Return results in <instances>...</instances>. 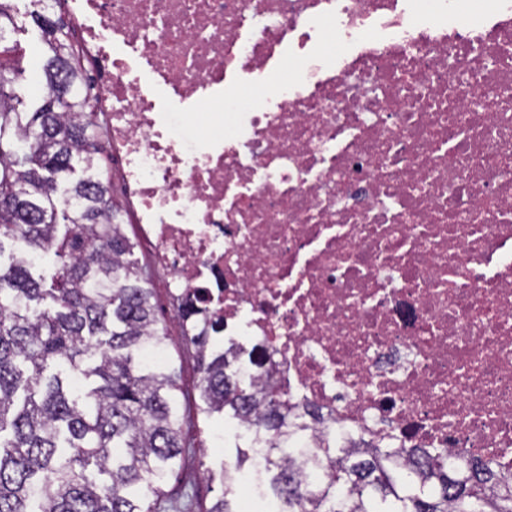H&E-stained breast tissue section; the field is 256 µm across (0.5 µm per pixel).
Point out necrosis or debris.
<instances>
[{
    "mask_svg": "<svg viewBox=\"0 0 512 512\" xmlns=\"http://www.w3.org/2000/svg\"><path fill=\"white\" fill-rule=\"evenodd\" d=\"M64 6L181 328L223 322L239 371L317 411L302 447L511 476L512 0ZM287 56L250 107L226 93Z\"/></svg>",
    "mask_w": 512,
    "mask_h": 512,
    "instance_id": "1",
    "label": "necrosis or debris"
}]
</instances>
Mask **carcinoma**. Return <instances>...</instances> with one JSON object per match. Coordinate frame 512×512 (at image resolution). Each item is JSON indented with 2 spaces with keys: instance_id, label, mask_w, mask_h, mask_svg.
<instances>
[{
  "instance_id": "obj_1",
  "label": "carcinoma",
  "mask_w": 512,
  "mask_h": 512,
  "mask_svg": "<svg viewBox=\"0 0 512 512\" xmlns=\"http://www.w3.org/2000/svg\"><path fill=\"white\" fill-rule=\"evenodd\" d=\"M39 0L32 19L46 47L42 89L18 111L22 64L0 69V512H156L186 448L176 370L143 364L163 347L151 279L135 258L112 183L97 173L102 124L67 26ZM18 31L0 0V42ZM216 324L191 337L199 411L231 413L269 436L267 469L280 512H512V479L446 452L412 461L403 448L364 453L329 433L311 485L309 465L283 459L288 402L260 396L209 346ZM198 512H238L232 478Z\"/></svg>"
}]
</instances>
